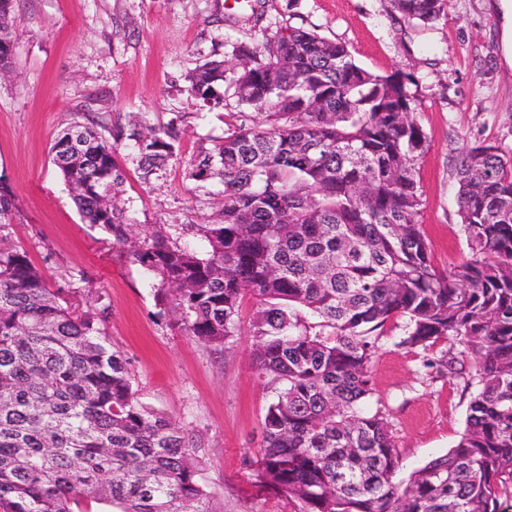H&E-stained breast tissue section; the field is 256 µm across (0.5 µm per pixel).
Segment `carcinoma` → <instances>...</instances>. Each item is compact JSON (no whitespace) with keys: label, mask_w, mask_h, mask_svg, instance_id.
<instances>
[{"label":"carcinoma","mask_w":512,"mask_h":512,"mask_svg":"<svg viewBox=\"0 0 512 512\" xmlns=\"http://www.w3.org/2000/svg\"><path fill=\"white\" fill-rule=\"evenodd\" d=\"M13 4L0 0L1 73L12 69ZM391 4L425 26L446 0ZM236 51L232 76L207 58L185 77L204 109L224 108L230 88L255 111L186 161L196 189L224 185L212 219L135 223L123 151L149 185L181 159L182 134L174 119L115 115L107 137L75 121L52 146L84 222L126 248L159 305L210 348L237 335L246 294L259 301L253 363L281 385L262 422L259 482L304 512H496L512 493V154L480 143L458 155L470 257L440 270L419 222L427 137L405 79L291 25ZM14 209L1 182L0 229ZM305 311L332 333L312 332ZM109 315L72 307L0 234V512H211L199 436L138 401ZM398 315L408 318L400 345H460L478 379L456 445L406 481L387 421L361 409L373 393L372 333Z\"/></svg>","instance_id":"cac0c4a2"}]
</instances>
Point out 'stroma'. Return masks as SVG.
Listing matches in <instances>:
<instances>
[{
    "label": "stroma",
    "instance_id": "1",
    "mask_svg": "<svg viewBox=\"0 0 512 512\" xmlns=\"http://www.w3.org/2000/svg\"><path fill=\"white\" fill-rule=\"evenodd\" d=\"M13 16L12 71L0 76V178L16 205L9 240L72 305L90 294L108 305L107 332L139 402L204 443L198 480L211 512H299L298 501L256 480L262 421L277 392L252 362L255 298H244L240 330L223 353L186 336L147 275L82 222L51 147L72 122L106 124L132 112L151 124L180 118L185 161L198 138L223 135L240 112L232 97L202 109L184 92L185 76L216 43L228 55L301 26L345 45L370 71L411 77L412 116L427 137L417 162L419 221L434 264L449 269L470 255L457 215L458 153L483 142L512 153V71L500 18L488 0H448L425 28L404 21L390 0H17ZM184 161L150 185L127 165L125 199L137 223L207 222L217 200L194 190ZM406 326L398 316L380 330L365 406L389 424L401 480L456 443L475 391L467 373L449 371L446 343L402 345Z\"/></svg>",
    "mask_w": 512,
    "mask_h": 512
}]
</instances>
